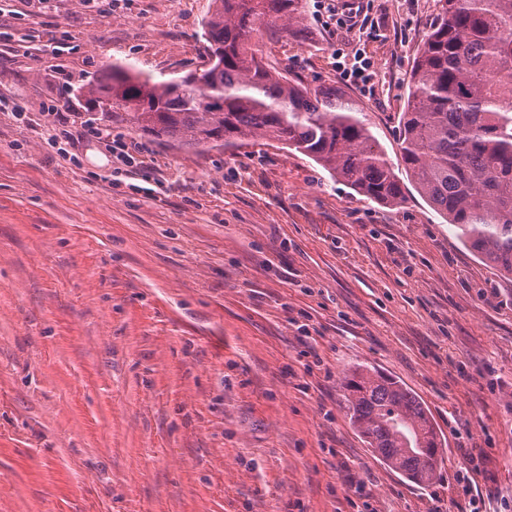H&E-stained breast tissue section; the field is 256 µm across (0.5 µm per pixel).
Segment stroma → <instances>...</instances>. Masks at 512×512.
Returning a JSON list of instances; mask_svg holds the SVG:
<instances>
[{"mask_svg":"<svg viewBox=\"0 0 512 512\" xmlns=\"http://www.w3.org/2000/svg\"><path fill=\"white\" fill-rule=\"evenodd\" d=\"M377 19L370 92L392 162L436 0H336ZM210 0H0V512H512V279L415 191L367 200L300 153L156 143L79 92L108 64L193 70ZM265 35L271 61L335 86L349 35ZM86 131L73 155L57 116ZM135 141L153 196L116 179ZM307 325L301 336L299 325ZM321 358L313 365L307 350ZM364 364L411 389L439 477L391 470L338 382ZM477 449L480 474L456 481Z\"/></svg>","mask_w":512,"mask_h":512,"instance_id":"35a3bbf8","label":"stroma"}]
</instances>
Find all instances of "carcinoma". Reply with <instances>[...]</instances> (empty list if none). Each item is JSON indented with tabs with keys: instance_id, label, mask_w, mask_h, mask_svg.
<instances>
[{
	"instance_id": "1",
	"label": "carcinoma",
	"mask_w": 512,
	"mask_h": 512,
	"mask_svg": "<svg viewBox=\"0 0 512 512\" xmlns=\"http://www.w3.org/2000/svg\"><path fill=\"white\" fill-rule=\"evenodd\" d=\"M437 5L399 115L400 172L340 89H311L263 60V35L305 36V0H211L202 24L205 52L215 57L209 71L156 81L114 63L80 91L95 104L112 99V117L171 148L274 139L378 205L402 204L408 181L465 246L511 276L512 94L504 90L512 0ZM339 388L372 452L408 480L431 484L442 442L422 402L368 366L346 371Z\"/></svg>"
}]
</instances>
